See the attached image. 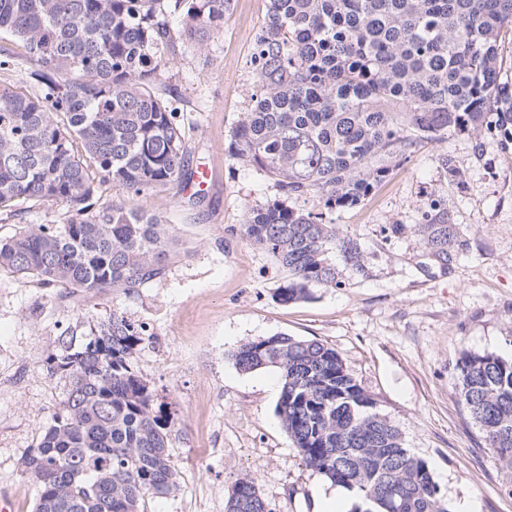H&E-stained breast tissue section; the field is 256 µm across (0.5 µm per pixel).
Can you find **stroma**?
I'll list each match as a JSON object with an SVG mask.
<instances>
[{"label":"stroma","mask_w":512,"mask_h":512,"mask_svg":"<svg viewBox=\"0 0 512 512\" xmlns=\"http://www.w3.org/2000/svg\"><path fill=\"white\" fill-rule=\"evenodd\" d=\"M265 13V0H232L209 56L185 43L166 55L190 164L208 165L215 178L198 195L174 185L136 198L181 240L158 277L131 293L64 298L0 272V493L13 498L15 512H33L36 488L22 458L68 388L45 361L78 316L102 321L115 311L146 325L135 365L177 410L170 452L180 488L148 512H225L229 490L246 475L270 512H315L322 498L338 494L302 466L280 424L278 372L244 373L231 359L241 344L281 333L336 350L376 411L429 463L453 512L465 503L473 512H512L508 478L453 382L462 351L512 356V138L457 134L419 148L334 216L359 242L365 275L342 264L340 286H314L281 302L287 270L241 231L247 211L277 191L231 149L251 106L249 59ZM434 198L445 201L466 243L444 269L414 231ZM394 224L402 234L390 233Z\"/></svg>","instance_id":"stroma-1"}]
</instances>
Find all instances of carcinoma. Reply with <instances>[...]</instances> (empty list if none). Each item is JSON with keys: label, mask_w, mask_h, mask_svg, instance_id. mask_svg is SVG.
Here are the masks:
<instances>
[{"label": "carcinoma", "mask_w": 512, "mask_h": 512, "mask_svg": "<svg viewBox=\"0 0 512 512\" xmlns=\"http://www.w3.org/2000/svg\"><path fill=\"white\" fill-rule=\"evenodd\" d=\"M250 67L252 105L234 154L281 196L250 209L245 239L288 270L284 303L315 285L339 286V256L366 272L359 243L328 215L356 205L425 142L499 130L512 136V0H265ZM231 0H0V36L26 50L32 91L0 84V216L62 201L57 223L0 238V272L21 283L102 293L159 276L175 247L162 216L134 200L188 180L191 148L168 91L165 53L200 54L220 36ZM126 199L98 203L100 185ZM312 197L318 210L290 199ZM428 258L445 268L462 246L448 208L418 225ZM146 326L112 313L58 336L47 370L69 391L39 427L22 467L34 512H147L179 487L173 414L133 359ZM244 373L281 378L277 415L305 469L354 494V512H451L428 462L318 340L278 334L231 354ZM454 386L486 445L512 472V358L462 352ZM226 512H269L255 479L228 492Z\"/></svg>", "instance_id": "carcinoma-1"}]
</instances>
